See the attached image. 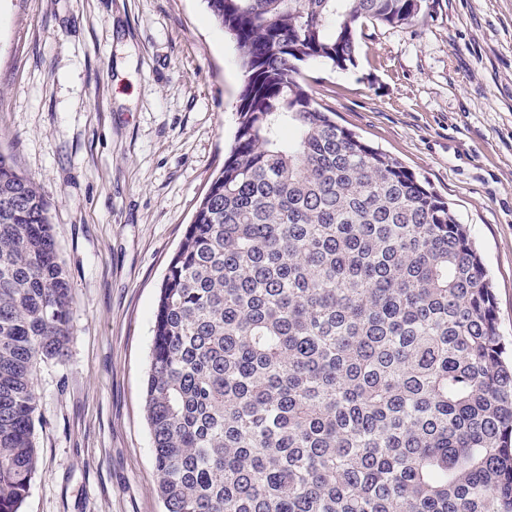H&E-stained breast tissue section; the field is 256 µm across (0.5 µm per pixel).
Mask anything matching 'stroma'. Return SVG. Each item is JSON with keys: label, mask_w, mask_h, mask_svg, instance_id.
Wrapping results in <instances>:
<instances>
[{"label": "stroma", "mask_w": 512, "mask_h": 512, "mask_svg": "<svg viewBox=\"0 0 512 512\" xmlns=\"http://www.w3.org/2000/svg\"><path fill=\"white\" fill-rule=\"evenodd\" d=\"M243 76L205 0H0V151L40 186L71 284L35 376L20 512H165L144 412L156 296L237 129ZM301 82L468 225L512 350V0H427Z\"/></svg>", "instance_id": "stroma-1"}]
</instances>
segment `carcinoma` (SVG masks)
I'll return each instance as SVG.
<instances>
[{
    "label": "carcinoma",
    "mask_w": 512,
    "mask_h": 512,
    "mask_svg": "<svg viewBox=\"0 0 512 512\" xmlns=\"http://www.w3.org/2000/svg\"><path fill=\"white\" fill-rule=\"evenodd\" d=\"M239 54L234 143L159 289L145 382L166 512H512V362L466 225L338 124L301 66L356 65L425 0H206ZM71 286L0 151V512L39 467L37 367Z\"/></svg>",
    "instance_id": "1"
}]
</instances>
